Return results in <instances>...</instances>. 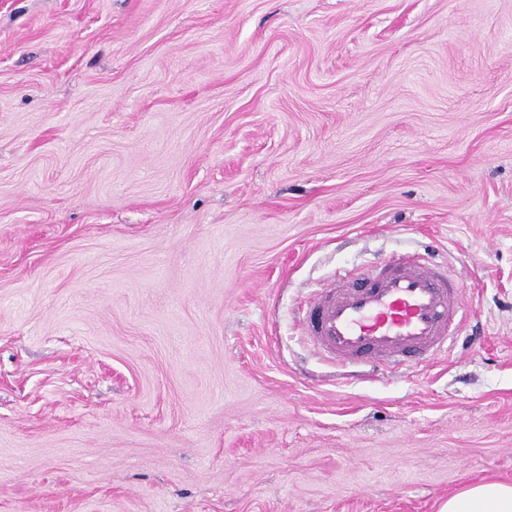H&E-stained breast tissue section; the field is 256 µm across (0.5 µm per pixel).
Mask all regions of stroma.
Masks as SVG:
<instances>
[{"label":"stroma","instance_id":"obj_1","mask_svg":"<svg viewBox=\"0 0 512 512\" xmlns=\"http://www.w3.org/2000/svg\"><path fill=\"white\" fill-rule=\"evenodd\" d=\"M473 317L351 375L400 252ZM512 484V0H0V512H440ZM467 316L459 282L440 265L397 257L378 260L370 277H341L322 288L301 321L329 359L376 368L447 353Z\"/></svg>","mask_w":512,"mask_h":512}]
</instances>
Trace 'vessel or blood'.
<instances>
[{"label":"vessel or blood","instance_id":"obj_1","mask_svg":"<svg viewBox=\"0 0 512 512\" xmlns=\"http://www.w3.org/2000/svg\"><path fill=\"white\" fill-rule=\"evenodd\" d=\"M468 311L457 281L413 257L377 261L372 276L340 278L302 314L306 336L329 359L379 366L444 353Z\"/></svg>","mask_w":512,"mask_h":512}]
</instances>
